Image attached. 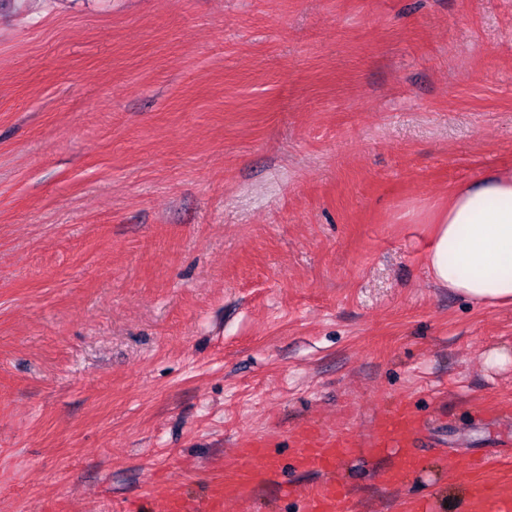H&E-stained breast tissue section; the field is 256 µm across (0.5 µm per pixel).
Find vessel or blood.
<instances>
[{"instance_id":"b4317fda","label":"vessel or blood","mask_w":512,"mask_h":512,"mask_svg":"<svg viewBox=\"0 0 512 512\" xmlns=\"http://www.w3.org/2000/svg\"><path fill=\"white\" fill-rule=\"evenodd\" d=\"M420 426V418L409 407L400 406L377 419L372 436L363 444L352 442L344 434L318 436L309 428H299L293 434L294 466L304 472L320 474L321 479L312 488L300 489L287 484L283 491L300 498L302 512H352L350 491L336 478L345 458L361 452L376 458L395 449L402 450V467L388 468L382 473L386 486L399 485L414 464ZM240 461L243 469L259 468L269 481L279 478L282 472L280 459L271 455L260 440L251 441L247 448L241 449ZM253 493V487L244 481L218 477L207 484L203 496L197 501L182 491H173L167 512H224L227 499L247 500ZM468 506L470 512H512V480L473 483L469 489Z\"/></svg>"}]
</instances>
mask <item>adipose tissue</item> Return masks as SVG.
I'll return each mask as SVG.
<instances>
[{
	"instance_id": "adipose-tissue-1",
	"label": "adipose tissue",
	"mask_w": 512,
	"mask_h": 512,
	"mask_svg": "<svg viewBox=\"0 0 512 512\" xmlns=\"http://www.w3.org/2000/svg\"><path fill=\"white\" fill-rule=\"evenodd\" d=\"M427 222L436 283L478 304L512 303V167L457 186Z\"/></svg>"
}]
</instances>
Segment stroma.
<instances>
[{
  "mask_svg": "<svg viewBox=\"0 0 512 512\" xmlns=\"http://www.w3.org/2000/svg\"><path fill=\"white\" fill-rule=\"evenodd\" d=\"M501 166L512 0H0V512H164L257 438L306 488L292 430L401 401L415 479L350 460L355 512L512 477V306L422 222Z\"/></svg>",
  "mask_w": 512,
  "mask_h": 512,
  "instance_id": "1",
  "label": "stroma"
}]
</instances>
